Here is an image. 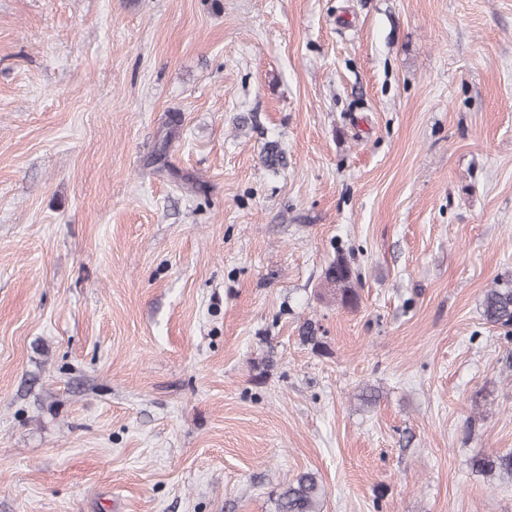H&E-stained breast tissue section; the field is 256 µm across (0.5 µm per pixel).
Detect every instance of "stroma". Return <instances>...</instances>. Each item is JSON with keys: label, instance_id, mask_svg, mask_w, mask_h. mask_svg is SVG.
Here are the masks:
<instances>
[{"label": "stroma", "instance_id": "obj_1", "mask_svg": "<svg viewBox=\"0 0 512 512\" xmlns=\"http://www.w3.org/2000/svg\"><path fill=\"white\" fill-rule=\"evenodd\" d=\"M510 276L512 0H0V512H512ZM325 282L333 288V295L345 307H355L358 303V292L355 288L353 271L343 257H337L325 270ZM497 285L486 292L482 313L487 322L507 329L509 333L512 332V281ZM473 465L478 473H498L512 479V451L478 458ZM325 487L314 472H304L282 484L276 494L277 512H321Z\"/></svg>", "mask_w": 512, "mask_h": 512}]
</instances>
